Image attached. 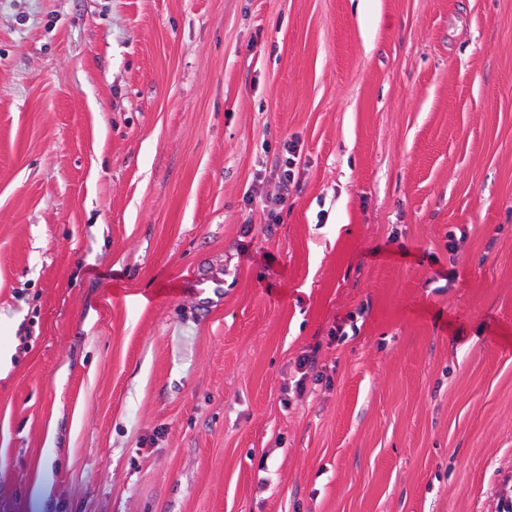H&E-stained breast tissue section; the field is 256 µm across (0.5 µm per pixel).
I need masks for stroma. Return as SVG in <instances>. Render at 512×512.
<instances>
[{"mask_svg": "<svg viewBox=\"0 0 512 512\" xmlns=\"http://www.w3.org/2000/svg\"><path fill=\"white\" fill-rule=\"evenodd\" d=\"M0 345V512H496L512 0H0ZM286 151L288 152L289 157L286 158L282 165V171L279 177L280 182V193L279 195L273 199L272 202L275 205L283 203L287 196H288V190L289 186L292 184L293 178H294V172L293 167L296 165V159L297 156L295 155V149L292 145L287 144ZM291 156V157H290ZM285 167V168H283Z\"/></svg>", "mask_w": 512, "mask_h": 512, "instance_id": "obj_1", "label": "stroma"}]
</instances>
